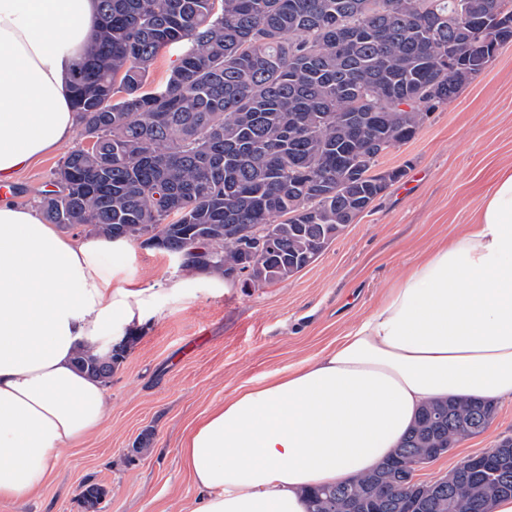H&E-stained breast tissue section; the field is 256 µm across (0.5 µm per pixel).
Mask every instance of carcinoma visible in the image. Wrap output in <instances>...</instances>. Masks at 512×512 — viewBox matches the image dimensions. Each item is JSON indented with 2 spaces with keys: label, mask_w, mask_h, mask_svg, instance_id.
<instances>
[{
  "label": "carcinoma",
  "mask_w": 512,
  "mask_h": 512,
  "mask_svg": "<svg viewBox=\"0 0 512 512\" xmlns=\"http://www.w3.org/2000/svg\"><path fill=\"white\" fill-rule=\"evenodd\" d=\"M100 26L71 71L80 136L41 208L49 224L183 256V271L226 280L241 267L228 224H254L273 248L239 279L284 282L314 263L370 210L402 167L388 150L415 137L437 107L512 41V0H98ZM189 44L151 88L159 54ZM120 342L81 348L76 366L107 385ZM495 403L424 406L374 473L311 493L343 512H404L405 477L426 448L484 432ZM475 454L443 490L448 512H483L512 485V458Z\"/></svg>",
  "instance_id": "obj_1"
}]
</instances>
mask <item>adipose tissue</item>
Instances as JSON below:
<instances>
[{"label":"adipose tissue","mask_w":512,"mask_h":512,"mask_svg":"<svg viewBox=\"0 0 512 512\" xmlns=\"http://www.w3.org/2000/svg\"><path fill=\"white\" fill-rule=\"evenodd\" d=\"M97 17V0H0V181L70 141V70ZM125 247L0 200V498L39 490L104 423L107 389L77 350L105 351L162 309L159 291L104 269ZM453 397L512 402V169L334 348L192 426L190 512H309V491L372 473L423 405Z\"/></svg>","instance_id":"1"}]
</instances>
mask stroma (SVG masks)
<instances>
[{
	"label": "stroma",
	"mask_w": 512,
	"mask_h": 512,
	"mask_svg": "<svg viewBox=\"0 0 512 512\" xmlns=\"http://www.w3.org/2000/svg\"><path fill=\"white\" fill-rule=\"evenodd\" d=\"M66 149L22 170L7 196L38 206ZM381 169L405 168L374 208L349 225L310 266L288 281L261 288L210 290L166 252L132 243L113 257L121 277L164 292L187 284L149 319L107 386L103 426L63 449L42 489L0 512H86L80 487L108 494L98 512H187L195 490L181 442L205 412L258 378L295 367L335 346L379 302L421 254L471 223L492 179L512 167V42L451 102L432 112L408 143L380 158ZM146 454H133L140 437ZM512 437V403L481 434L466 438L418 477L447 475L464 458Z\"/></svg>",
	"instance_id": "35a3bbf8"
}]
</instances>
